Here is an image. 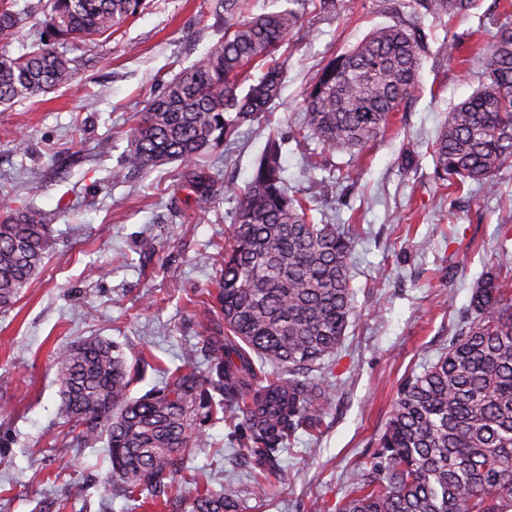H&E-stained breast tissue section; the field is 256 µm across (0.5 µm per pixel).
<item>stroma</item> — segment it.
<instances>
[{"label":"stroma","mask_w":512,"mask_h":512,"mask_svg":"<svg viewBox=\"0 0 512 512\" xmlns=\"http://www.w3.org/2000/svg\"><path fill=\"white\" fill-rule=\"evenodd\" d=\"M421 0H336L332 10L298 0L297 26L279 54L286 65L271 112L243 124L210 150L204 169L216 186L248 182L270 132L285 139L288 184L311 198L327 223L353 233L349 262L356 313L328 360L335 382L318 434L298 433L280 461L287 482L270 478L250 495V461L224 422L202 424L192 467L218 490L234 477L244 512H321L340 499L350 468L370 456L403 380L437 360L471 309L478 280L512 270V162L477 184L445 188L429 146L453 108L478 88L480 57L504 23L498 0H476L472 17L426 15ZM215 0H153L110 38L68 53L72 80L54 92L0 106V196L39 210L53 230L44 265L19 300L0 310V512H139L120 486L103 487V442L76 444L59 417L53 349L88 336L118 342L129 366L150 361L132 385L140 396L221 322L211 294L222 269L203 261L228 239L235 203L217 196L196 210L173 162L120 176L136 117L161 80L201 57L223 35ZM398 25L422 36L417 89L385 132L360 152L319 151L303 137L301 95L331 56L373 28ZM461 60L448 57L449 43ZM24 142L14 151L13 140Z\"/></svg>","instance_id":"1"}]
</instances>
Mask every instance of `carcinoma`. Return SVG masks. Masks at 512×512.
<instances>
[{"instance_id": "carcinoma-1", "label": "carcinoma", "mask_w": 512, "mask_h": 512, "mask_svg": "<svg viewBox=\"0 0 512 512\" xmlns=\"http://www.w3.org/2000/svg\"><path fill=\"white\" fill-rule=\"evenodd\" d=\"M17 0H0V34L14 28ZM432 14L462 18L473 0H426ZM147 0H44L52 41L12 57L0 51V105L35 97L68 82L62 49L75 40L112 35L144 13ZM252 0H216L224 36L202 57L163 82V91L135 120L123 157L126 175L174 161L196 208L214 202L215 182L196 169L205 151L267 112L279 98L283 62L276 56L299 15L287 8L252 13ZM421 47L398 26L373 29L332 57L304 89L301 105L321 149L361 150L386 128L415 91ZM261 66L253 80L251 71ZM481 87L449 113L431 144L434 172L445 187L467 181L489 189L512 160V23L500 26L481 73ZM247 89L240 90L241 85ZM282 143L271 135L244 186L224 183L237 201L224 253L217 302L224 327L203 339L208 371L187 362L162 386L129 396L134 374L120 347L94 337L55 349L64 423L75 439L106 438L108 480L150 506L165 481L204 444L196 422L233 426L253 462L252 494L278 466L298 431L322 425L330 380L315 368L336 352L355 314L348 274L352 233L317 224L309 200L288 187ZM0 309L11 306L41 269L50 225L29 207L1 204ZM474 317L437 361L398 390L371 458L353 465L348 492L323 512H512V277L487 278L474 291ZM278 372L262 374L256 363ZM180 512H242L233 479L219 490H196Z\"/></svg>"}]
</instances>
